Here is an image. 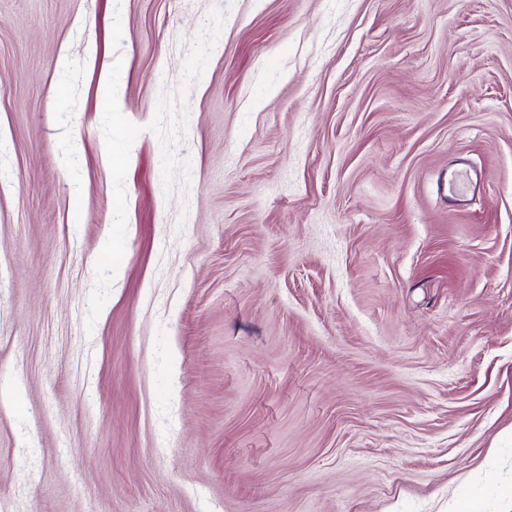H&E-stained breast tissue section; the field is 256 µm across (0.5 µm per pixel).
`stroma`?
Returning <instances> with one entry per match:
<instances>
[{
  "label": "stroma",
  "mask_w": 512,
  "mask_h": 512,
  "mask_svg": "<svg viewBox=\"0 0 512 512\" xmlns=\"http://www.w3.org/2000/svg\"><path fill=\"white\" fill-rule=\"evenodd\" d=\"M462 503L512 512V0H0V512Z\"/></svg>",
  "instance_id": "obj_1"
}]
</instances>
